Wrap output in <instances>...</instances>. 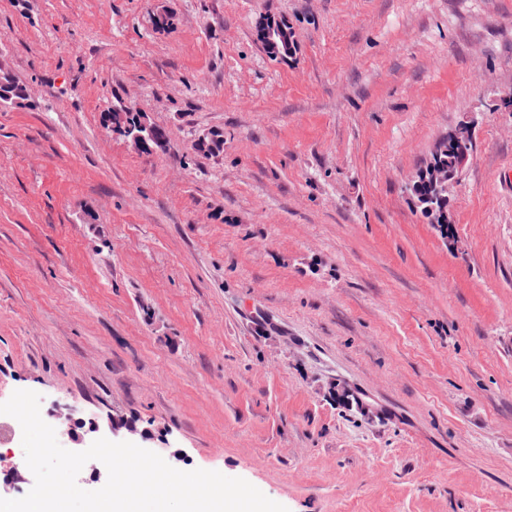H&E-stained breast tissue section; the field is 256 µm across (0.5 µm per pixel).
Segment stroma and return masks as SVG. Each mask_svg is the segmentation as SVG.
<instances>
[{"mask_svg":"<svg viewBox=\"0 0 512 512\" xmlns=\"http://www.w3.org/2000/svg\"><path fill=\"white\" fill-rule=\"evenodd\" d=\"M0 64V402L288 512H512V0H0ZM463 125L444 234L408 184ZM106 118L108 121L112 120V124L121 119L122 124L117 125V131L121 128H130L135 132L140 131L138 127V113L133 112L129 107L123 105L121 101H117L112 105L111 110H109L106 114ZM76 409L69 405L54 404L50 411V417L61 420L63 425L62 434L75 444H83L85 436L96 433L100 430V423L94 419H89L88 425L82 418H75ZM87 428L83 433H79L78 429Z\"/></svg>","mask_w":512,"mask_h":512,"instance_id":"1","label":"stroma"}]
</instances>
